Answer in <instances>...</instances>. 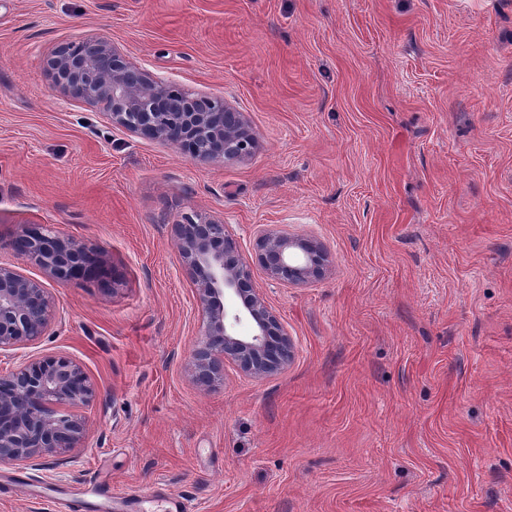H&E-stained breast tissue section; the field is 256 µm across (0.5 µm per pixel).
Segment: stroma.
I'll return each mask as SVG.
<instances>
[{
    "label": "stroma",
    "instance_id": "stroma-1",
    "mask_svg": "<svg viewBox=\"0 0 512 512\" xmlns=\"http://www.w3.org/2000/svg\"><path fill=\"white\" fill-rule=\"evenodd\" d=\"M107 37L257 147L200 163L52 87L47 60ZM224 219L294 358L262 378L189 361L201 314L172 235ZM49 226L100 251L63 281L11 246ZM268 229L331 268L256 265ZM55 300L31 357L96 389L83 447L0 465V512L63 488L112 512H512V0H0V265ZM260 259L267 278L303 286L324 276L329 254L319 242L283 231H268L258 241Z\"/></svg>",
    "mask_w": 512,
    "mask_h": 512
}]
</instances>
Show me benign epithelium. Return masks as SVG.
<instances>
[{"label": "benign epithelium", "instance_id": "1", "mask_svg": "<svg viewBox=\"0 0 512 512\" xmlns=\"http://www.w3.org/2000/svg\"><path fill=\"white\" fill-rule=\"evenodd\" d=\"M48 69L53 87L100 106L113 125L175 145L198 162L241 161L254 149L242 114L223 98L192 95L156 78L109 38L62 45ZM173 233L202 312V331L191 354L194 380L206 387L224 381L227 361L254 377L289 365L293 341L255 288L250 264L237 251L228 225L185 213ZM258 246L272 281L303 286L329 270V254L315 240L268 231ZM13 247L64 280L85 277L95 255L73 238L38 228L24 230ZM53 306L41 281L0 265V357L42 336ZM95 396L81 366L64 355L23 358L0 371V464L34 466L82 447L85 422L71 409L90 405Z\"/></svg>", "mask_w": 512, "mask_h": 512}]
</instances>
